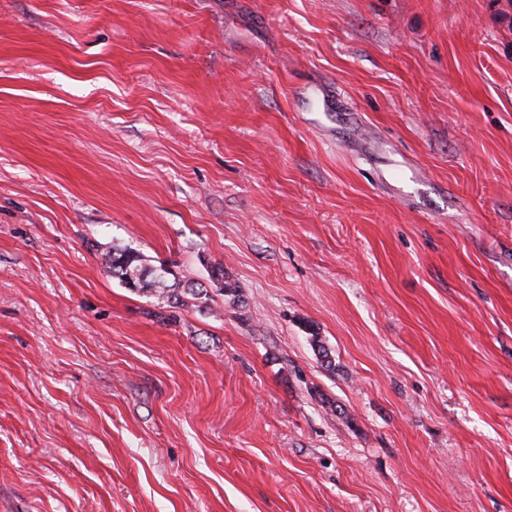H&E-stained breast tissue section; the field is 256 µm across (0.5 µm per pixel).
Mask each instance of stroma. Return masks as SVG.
<instances>
[{
    "instance_id": "1",
    "label": "stroma",
    "mask_w": 512,
    "mask_h": 512,
    "mask_svg": "<svg viewBox=\"0 0 512 512\" xmlns=\"http://www.w3.org/2000/svg\"><path fill=\"white\" fill-rule=\"evenodd\" d=\"M507 8L0 0V512H512ZM142 258L136 251L124 249L119 252H113L104 257L106 268L112 271V276L120 279L132 291L142 293L155 294L167 297L168 301L171 296L165 293L166 285L163 283L161 274H168L167 269L161 268L160 273L155 274L153 280H149V273L144 269Z\"/></svg>"
}]
</instances>
